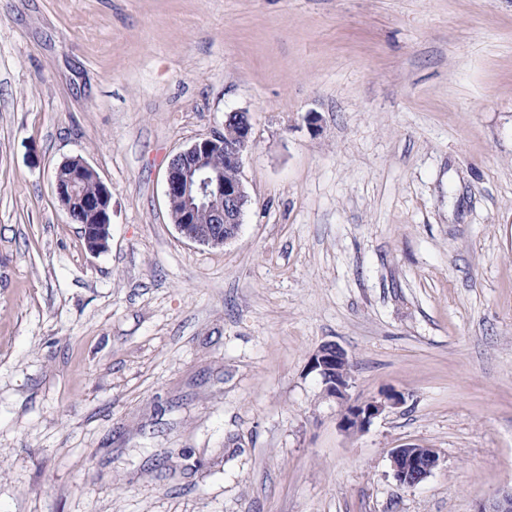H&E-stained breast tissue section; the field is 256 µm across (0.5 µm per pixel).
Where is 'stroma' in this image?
Here are the masks:
<instances>
[{"mask_svg": "<svg viewBox=\"0 0 512 512\" xmlns=\"http://www.w3.org/2000/svg\"><path fill=\"white\" fill-rule=\"evenodd\" d=\"M250 116L182 237L171 158ZM320 117L310 127V114ZM79 156L107 251L54 190ZM352 399L406 398L361 434ZM438 449L418 487L390 452ZM512 487V0H0V512H478ZM252 147L248 113L231 112L224 133L198 139L172 157L165 194L172 223L185 239L218 247L236 238L250 201L241 171ZM218 156L224 159L223 179L215 173ZM344 349L334 343L320 346L310 357L309 372L315 373L324 386L327 397L341 406L339 426L349 434L366 432L375 419L390 409L405 404L404 395L394 390H385L364 402H351L352 364ZM350 369V371H349Z\"/></svg>", "mask_w": 512, "mask_h": 512, "instance_id": "obj_1", "label": "stroma"}]
</instances>
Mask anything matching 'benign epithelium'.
Segmentation results:
<instances>
[{"instance_id": "obj_1", "label": "benign epithelium", "mask_w": 512, "mask_h": 512, "mask_svg": "<svg viewBox=\"0 0 512 512\" xmlns=\"http://www.w3.org/2000/svg\"><path fill=\"white\" fill-rule=\"evenodd\" d=\"M252 147L248 113L231 112L224 122V132L198 139L172 157L165 194L172 223L185 239L218 247L236 238L250 201L241 171ZM219 156L224 159L222 179L216 174L215 160ZM73 161L66 172L59 171L55 176L60 206L68 215L85 213L109 224L111 194L107 185L85 160L75 157ZM309 372L320 378L326 396L341 406L339 426L349 434L366 432L375 419L406 402L404 395L390 389L364 402L350 401L348 355L334 343L320 346L311 355ZM390 460L395 481L414 488L440 466L441 456L435 448L405 444L391 450ZM478 512H512V489L495 496Z\"/></svg>"}]
</instances>
